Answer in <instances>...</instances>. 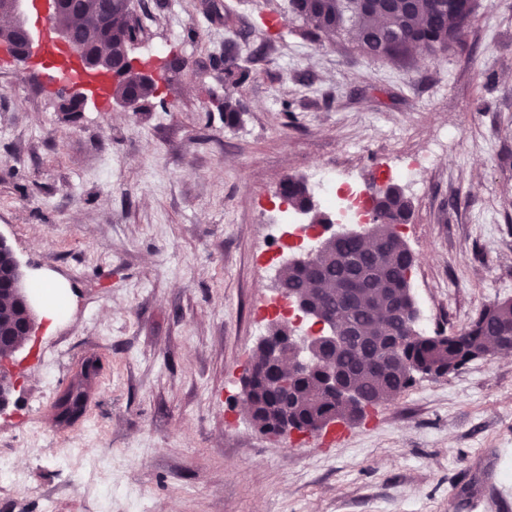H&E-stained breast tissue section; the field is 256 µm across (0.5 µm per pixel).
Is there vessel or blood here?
<instances>
[{"instance_id":"b4317fda","label":"vessel or blood","mask_w":512,"mask_h":512,"mask_svg":"<svg viewBox=\"0 0 512 512\" xmlns=\"http://www.w3.org/2000/svg\"><path fill=\"white\" fill-rule=\"evenodd\" d=\"M28 16L41 33L40 57L38 65L45 80L54 86L68 83L86 84L92 94L102 102L109 101L116 86L115 79L83 73L62 59V50L57 43L54 14L45 0H30Z\"/></svg>"}]
</instances>
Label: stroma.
Instances as JSON below:
<instances>
[{"label": "stroma", "mask_w": 512, "mask_h": 512, "mask_svg": "<svg viewBox=\"0 0 512 512\" xmlns=\"http://www.w3.org/2000/svg\"><path fill=\"white\" fill-rule=\"evenodd\" d=\"M134 0L166 45L156 97L129 110L88 100L65 117L41 70L0 54V235L31 275L64 284L53 329L1 369L0 461L20 475L0 512H507L486 482L512 449V361L416 376L363 419L285 439L236 399L275 320L263 212L280 183L335 164L371 193L430 154L412 216V290L433 331H463L512 298V0H478L447 50L374 60L312 34L288 0ZM250 71L226 90L228 45ZM242 119L227 125L225 92ZM101 360L85 417L51 405L87 357ZM41 460H34V451ZM80 483H70L73 473Z\"/></svg>", "instance_id": "stroma-1"}]
</instances>
